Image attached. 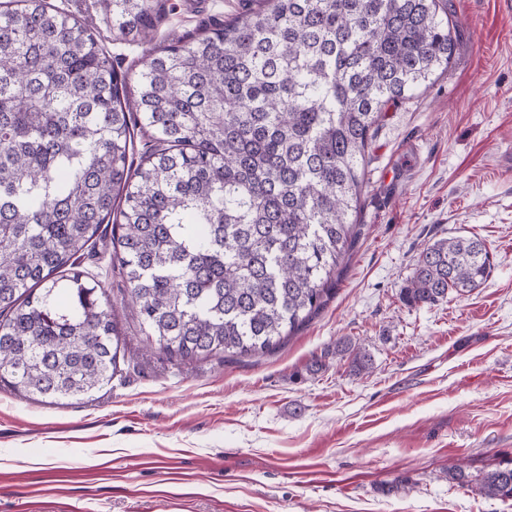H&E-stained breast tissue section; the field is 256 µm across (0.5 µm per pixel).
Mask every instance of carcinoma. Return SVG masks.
<instances>
[{
	"label": "carcinoma",
	"instance_id": "carcinoma-1",
	"mask_svg": "<svg viewBox=\"0 0 512 512\" xmlns=\"http://www.w3.org/2000/svg\"><path fill=\"white\" fill-rule=\"evenodd\" d=\"M125 37L149 0H100ZM0 11V382L78 398L112 380L117 314L77 260L113 220V262L147 339L186 361L277 349L334 295L360 233L366 151L387 108L455 54L440 0H260L150 55L136 92L91 27L46 0ZM157 148L129 161L134 127ZM492 271L476 237L418 254L401 300ZM336 357L355 371L352 341ZM512 500V465L486 473Z\"/></svg>",
	"mask_w": 512,
	"mask_h": 512
}]
</instances>
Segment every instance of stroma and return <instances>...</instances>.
<instances>
[{
  "instance_id": "35a3bbf8",
  "label": "stroma",
  "mask_w": 512,
  "mask_h": 512,
  "mask_svg": "<svg viewBox=\"0 0 512 512\" xmlns=\"http://www.w3.org/2000/svg\"><path fill=\"white\" fill-rule=\"evenodd\" d=\"M47 2L91 23L131 83L154 49L251 0H151L142 41L113 31L99 0ZM448 11V70L385 112L352 258L279 349L167 359L123 302L102 224L79 268L116 305L118 370L55 403L0 382V512H512L473 486L512 463V0H448ZM471 233L493 255L485 284L404 304L423 247ZM341 338L369 370L325 357ZM456 467L469 485L450 479Z\"/></svg>"
}]
</instances>
